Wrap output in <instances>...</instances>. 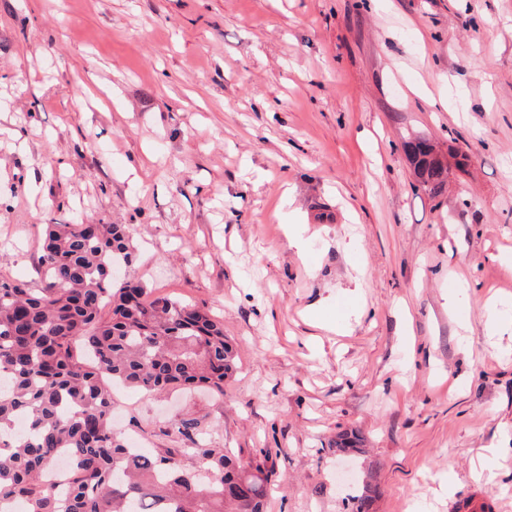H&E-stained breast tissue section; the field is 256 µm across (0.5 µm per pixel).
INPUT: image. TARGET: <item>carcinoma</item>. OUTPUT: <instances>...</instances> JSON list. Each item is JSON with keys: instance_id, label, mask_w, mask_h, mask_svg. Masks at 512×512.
<instances>
[{"instance_id": "1", "label": "carcinoma", "mask_w": 512, "mask_h": 512, "mask_svg": "<svg viewBox=\"0 0 512 512\" xmlns=\"http://www.w3.org/2000/svg\"><path fill=\"white\" fill-rule=\"evenodd\" d=\"M418 182L442 194L448 164L430 146L404 142ZM40 285L0 275V506L16 500L27 512H266L273 469L269 453L247 471L235 455L202 436L201 420L184 414L161 432L187 448L137 450L112 429L108 381L155 393L203 386L224 395L238 355L224 320L139 283L116 284L132 261L121 224L41 225ZM23 417L27 434L7 435ZM344 432L336 451H360ZM67 458L70 486L44 480ZM378 485L365 480L348 500L369 512Z\"/></svg>"}]
</instances>
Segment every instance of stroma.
Instances as JSON below:
<instances>
[{"instance_id":"35a3bbf8","label":"stroma","mask_w":512,"mask_h":512,"mask_svg":"<svg viewBox=\"0 0 512 512\" xmlns=\"http://www.w3.org/2000/svg\"><path fill=\"white\" fill-rule=\"evenodd\" d=\"M416 135L468 157L435 199ZM77 215L239 357L220 398L124 390L125 435L175 447L190 411L274 449L268 512H344L346 468L372 512H512V338L485 328L512 315V0H0V274L38 284L42 225ZM371 474L368 476L369 480H363L361 487L347 497L351 504L350 512H369L378 497L379 488L373 483Z\"/></svg>"}]
</instances>
